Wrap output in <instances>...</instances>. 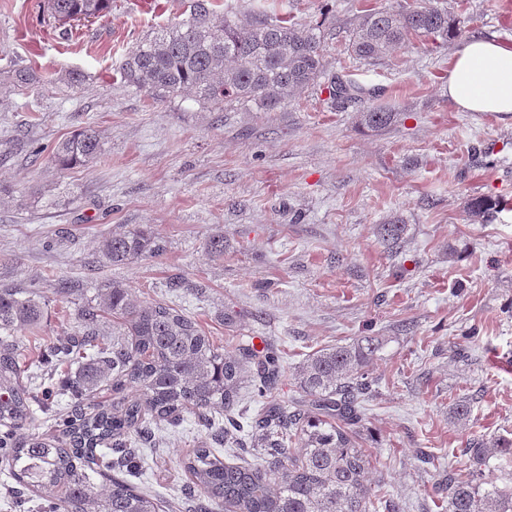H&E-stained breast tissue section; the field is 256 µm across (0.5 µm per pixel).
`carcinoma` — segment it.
Returning a JSON list of instances; mask_svg holds the SVG:
<instances>
[{
  "mask_svg": "<svg viewBox=\"0 0 512 512\" xmlns=\"http://www.w3.org/2000/svg\"><path fill=\"white\" fill-rule=\"evenodd\" d=\"M43 9L64 26L110 13L112 0H44ZM461 34L448 10L423 0L370 9L356 16L347 31L346 53L373 63L414 37L446 42ZM320 27H297L285 18L257 15L224 17L213 0H193L190 18L145 36L119 67L121 80L164 101L191 96L212 112L238 107L270 112L317 83L324 74ZM37 79L28 68L12 71L22 90ZM338 105L360 99L365 90L336 74L327 86ZM395 114L368 107L359 122L371 130L392 124ZM102 152L91 126L56 143L51 160L61 170L86 166ZM497 201L476 197L468 202L472 217H483ZM404 225L379 228L382 241L397 245ZM162 249L157 234L130 229L102 241L101 256L113 266L127 265ZM40 298L27 288H0V461L18 482L33 488L64 489L62 512H160L152 494L137 491L104 469L139 468L132 439L150 442L155 424L180 425L192 410L215 429L212 443L238 445L242 436L270 457L268 465L231 464L205 446L184 461L190 476L182 488L188 500H204L200 512H372L368 460L357 440L361 401L370 391L367 367L381 349L376 336L347 346L323 348L295 372L301 397L289 405L270 404L251 421L221 415L237 404L242 384L252 383L263 396L280 381L279 356L267 345L258 350L241 344L234 355L214 344L199 324L167 303H136L129 289L114 282L98 289L96 301L79 309L78 335L52 343L60 362L77 364L66 382L70 411L44 405L37 392L20 380L16 336L39 325ZM113 318L112 340L102 338L101 319ZM104 385L120 398L87 406L84 397ZM137 387L138 396L122 392ZM62 426L59 436L16 430L34 420L33 405ZM471 401L454 402L451 419L465 422ZM476 476L448 473V512H512V490L483 478L491 461L512 460V439L472 440L469 447Z\"/></svg>",
  "mask_w": 512,
  "mask_h": 512,
  "instance_id": "carcinoma-1",
  "label": "carcinoma"
}]
</instances>
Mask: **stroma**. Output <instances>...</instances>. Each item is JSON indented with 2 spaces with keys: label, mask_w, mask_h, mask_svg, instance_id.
I'll list each match as a JSON object with an SVG mask.
<instances>
[{
  "label": "stroma",
  "mask_w": 512,
  "mask_h": 512,
  "mask_svg": "<svg viewBox=\"0 0 512 512\" xmlns=\"http://www.w3.org/2000/svg\"><path fill=\"white\" fill-rule=\"evenodd\" d=\"M192 2L112 0L107 16L65 29L43 0H0V288L46 304L21 338L24 381H63L46 344L75 335L78 307L115 281L139 303L182 308L225 352L274 345L277 388L264 399L240 390L252 413L299 398L308 355L377 336L358 426L372 492L396 512H447L448 475L472 469L471 440L512 438V117L459 111L444 84L461 39L512 38V0H447L461 39H415L371 64L344 53L346 31L390 0H220L231 17L321 25L328 73L371 89L362 105L393 110L379 131L322 85L271 112H211L121 81L139 41L187 19ZM19 67L38 74L21 94ZM87 125L102 155L58 169L52 147ZM478 196L498 206L474 221L466 202ZM393 219L404 226L394 252L377 233ZM135 227L159 233L163 252L104 264L100 240ZM216 234L220 257L206 250ZM461 396L472 401L463 424L449 416ZM159 437L130 481L189 512L183 462L211 433L188 412ZM63 494L17 490L0 465V512H41Z\"/></svg>",
  "instance_id": "obj_1"
}]
</instances>
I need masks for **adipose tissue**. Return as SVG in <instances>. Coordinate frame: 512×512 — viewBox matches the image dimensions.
I'll return each instance as SVG.
<instances>
[{"mask_svg":"<svg viewBox=\"0 0 512 512\" xmlns=\"http://www.w3.org/2000/svg\"><path fill=\"white\" fill-rule=\"evenodd\" d=\"M448 98L464 112L512 114V42L475 36L448 66Z\"/></svg>","mask_w":512,"mask_h":512,"instance_id":"obj_1","label":"adipose tissue"}]
</instances>
